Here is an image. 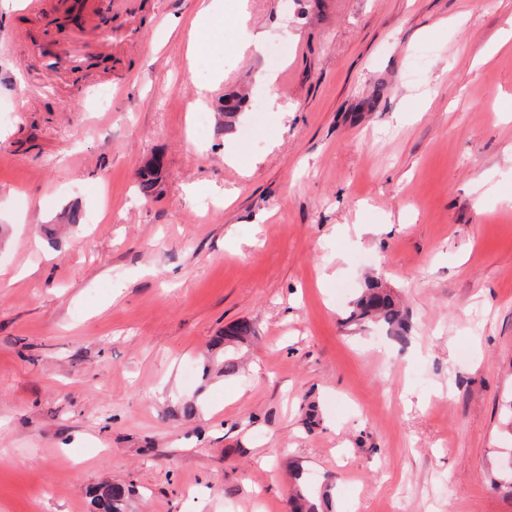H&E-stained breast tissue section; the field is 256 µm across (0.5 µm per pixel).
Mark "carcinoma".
I'll return each mask as SVG.
<instances>
[{
	"label": "carcinoma",
	"mask_w": 512,
	"mask_h": 512,
	"mask_svg": "<svg viewBox=\"0 0 512 512\" xmlns=\"http://www.w3.org/2000/svg\"><path fill=\"white\" fill-rule=\"evenodd\" d=\"M157 167L148 164L140 173L139 189L143 197L149 198L157 186ZM346 323L364 325L374 323L386 328L387 335L394 341L404 343L410 331L408 316L402 305L379 282L369 280L353 301ZM256 336L253 324L242 319L224 330V357L222 373L231 377L240 372L238 351L243 344ZM291 499L296 512H332L327 489L313 486L303 478L300 470L293 472ZM105 487L94 491V503L99 512H126L127 493L124 487L112 485V493H104Z\"/></svg>",
	"instance_id": "cac0c4a2"
}]
</instances>
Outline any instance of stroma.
Instances as JSON below:
<instances>
[{
    "mask_svg": "<svg viewBox=\"0 0 512 512\" xmlns=\"http://www.w3.org/2000/svg\"><path fill=\"white\" fill-rule=\"evenodd\" d=\"M201 3L0 0V512H290L294 466L336 512H512V0H216L203 80ZM370 277L407 343L344 326ZM255 336L253 324L246 319L239 320L224 330V357L221 367L224 377H231L240 372L238 351ZM112 487V495L104 493L105 489ZM94 503L99 512H125L127 493L124 487L112 484L102 486L94 491Z\"/></svg>",
    "mask_w": 512,
    "mask_h": 512,
    "instance_id": "1",
    "label": "stroma"
}]
</instances>
